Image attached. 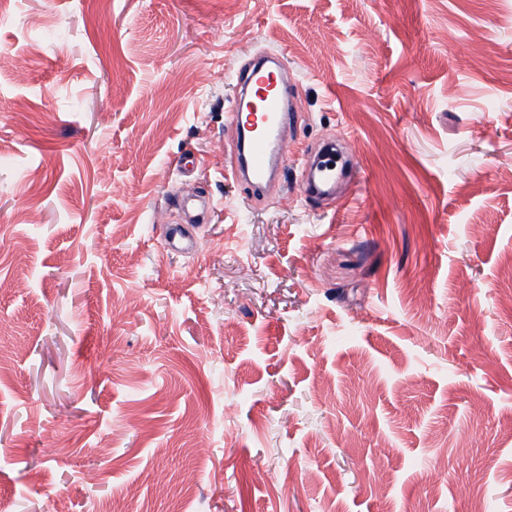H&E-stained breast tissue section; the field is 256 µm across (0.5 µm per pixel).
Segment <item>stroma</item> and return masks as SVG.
<instances>
[{"label":"stroma","instance_id":"obj_1","mask_svg":"<svg viewBox=\"0 0 512 512\" xmlns=\"http://www.w3.org/2000/svg\"><path fill=\"white\" fill-rule=\"evenodd\" d=\"M266 49L298 120L254 206L227 114ZM0 354V512H512V0H16Z\"/></svg>","mask_w":512,"mask_h":512}]
</instances>
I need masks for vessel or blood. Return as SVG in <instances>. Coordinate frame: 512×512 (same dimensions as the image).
Here are the masks:
<instances>
[{"label": "vessel or blood", "instance_id": "obj_1", "mask_svg": "<svg viewBox=\"0 0 512 512\" xmlns=\"http://www.w3.org/2000/svg\"><path fill=\"white\" fill-rule=\"evenodd\" d=\"M233 83L239 95L228 117L243 139L226 173L255 196L288 158V150L277 135L282 126L295 120L286 102L298 91L284 80L281 67L257 63L236 71Z\"/></svg>", "mask_w": 512, "mask_h": 512}]
</instances>
